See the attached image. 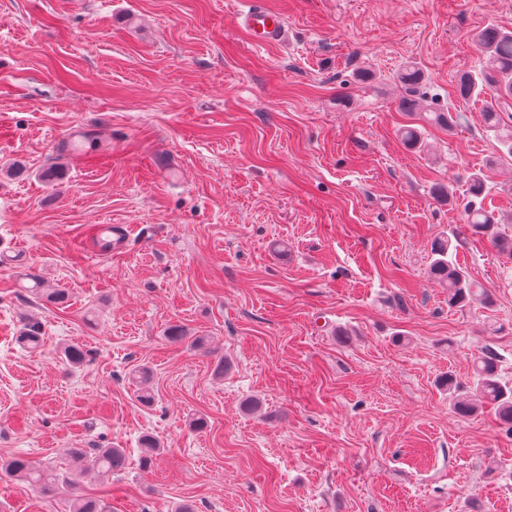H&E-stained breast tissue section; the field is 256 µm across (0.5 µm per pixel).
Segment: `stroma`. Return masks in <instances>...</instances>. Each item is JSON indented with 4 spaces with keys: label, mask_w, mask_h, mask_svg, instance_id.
<instances>
[{
    "label": "stroma",
    "mask_w": 512,
    "mask_h": 512,
    "mask_svg": "<svg viewBox=\"0 0 512 512\" xmlns=\"http://www.w3.org/2000/svg\"><path fill=\"white\" fill-rule=\"evenodd\" d=\"M259 2L286 42L254 43L246 0H0V458L125 449L80 481L112 512H512V434L437 384L471 391L490 350L512 385V260L433 194L466 199L482 171L512 235V165L456 93L512 0ZM411 61L416 98L461 116L424 154L397 135ZM99 224L127 227L123 252H95ZM454 232L492 307L429 277ZM27 271L64 300L19 287ZM32 315L37 350L16 341ZM67 510L0 474V512Z\"/></svg>",
    "instance_id": "1"
}]
</instances>
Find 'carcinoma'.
I'll return each mask as SVG.
<instances>
[{"instance_id": "carcinoma-1", "label": "carcinoma", "mask_w": 512, "mask_h": 512, "mask_svg": "<svg viewBox=\"0 0 512 512\" xmlns=\"http://www.w3.org/2000/svg\"><path fill=\"white\" fill-rule=\"evenodd\" d=\"M483 55V63L477 73H463L457 82V93L470 100L484 96L482 118L486 131L493 133L501 147L499 159L512 161V116L502 117V107L512 100V32L496 27H487L475 36ZM397 80L406 87H415L422 81V72L412 64L404 66L397 74ZM399 110L414 113L418 120L429 125L452 128L457 118L451 112H415V100L404 98ZM404 143L414 149L425 148L422 132L414 125L399 129ZM470 198L461 204L464 222L471 235L489 241L500 253L512 256V238L500 230L492 210L484 205L488 193L482 173L469 176ZM457 248L451 238L439 236L431 242L433 259L430 277L448 288V303H461L474 298L490 307L494 303L491 293L476 287L456 260ZM44 323L28 318L19 331L17 340L29 349L41 346ZM474 386L478 401L493 405L499 423L512 431V386L500 381L498 363L494 354L481 352L474 360ZM70 468L59 478V484L52 485L45 480L43 472L28 460L15 457L0 462V471L25 482L32 489L44 495H53L61 487L69 489L70 512H109V506L102 500L86 497L78 492L77 478L88 474H114L126 468L127 455L123 448H74L70 452Z\"/></svg>"}]
</instances>
